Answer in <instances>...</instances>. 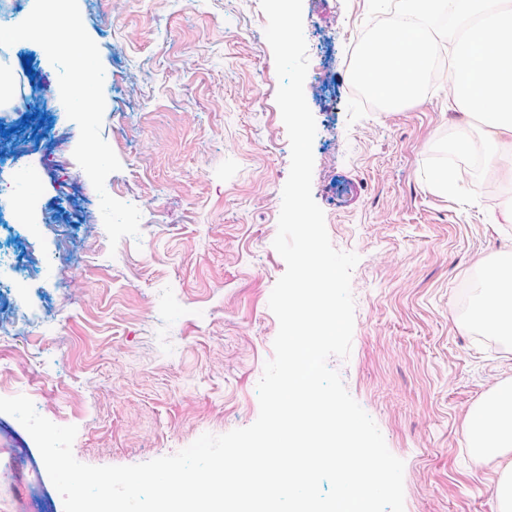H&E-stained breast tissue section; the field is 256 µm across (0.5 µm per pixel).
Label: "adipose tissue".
Returning <instances> with one entry per match:
<instances>
[{"label":"adipose tissue","instance_id":"ef3b65f1","mask_svg":"<svg viewBox=\"0 0 512 512\" xmlns=\"http://www.w3.org/2000/svg\"><path fill=\"white\" fill-rule=\"evenodd\" d=\"M470 326L512 343V255L486 266L467 315ZM474 459L491 468L498 512H512V378L501 381L466 422Z\"/></svg>","mask_w":512,"mask_h":512}]
</instances>
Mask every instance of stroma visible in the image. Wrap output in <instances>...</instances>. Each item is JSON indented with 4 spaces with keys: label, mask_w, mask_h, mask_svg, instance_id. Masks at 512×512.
<instances>
[{
    "label": "stroma",
    "mask_w": 512,
    "mask_h": 512,
    "mask_svg": "<svg viewBox=\"0 0 512 512\" xmlns=\"http://www.w3.org/2000/svg\"><path fill=\"white\" fill-rule=\"evenodd\" d=\"M108 77L101 134L122 168L105 182L141 212L139 238L110 247L99 196L73 157L80 131L45 94L58 71L23 40L6 69L20 99L0 166L35 167L38 235L0 226L14 276L0 323V384L39 388V414L77 426L75 458L144 463L205 433L252 425L279 323L268 301L286 263L273 247L290 143L260 0H78ZM368 0H303L316 124L312 195L333 247L356 253L349 394L404 462V512H498L493 473L473 464L465 423L512 351L467 322L482 261L512 253L492 207L512 188L461 167L463 206L428 186L423 165L451 126L448 83L349 122L352 48ZM33 56L24 67V56ZM90 281L91 290L71 286ZM62 497L40 451L0 413V512H55Z\"/></svg>",
    "instance_id": "1"
}]
</instances>
